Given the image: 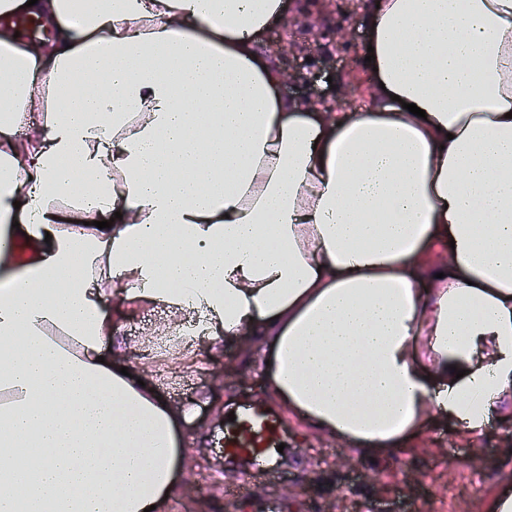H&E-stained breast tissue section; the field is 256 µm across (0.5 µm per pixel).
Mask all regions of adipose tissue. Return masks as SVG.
I'll return each instance as SVG.
<instances>
[{
    "instance_id": "1",
    "label": "adipose tissue",
    "mask_w": 512,
    "mask_h": 512,
    "mask_svg": "<svg viewBox=\"0 0 512 512\" xmlns=\"http://www.w3.org/2000/svg\"><path fill=\"white\" fill-rule=\"evenodd\" d=\"M375 2L371 102L320 112L258 47L284 0H0V512L177 495L186 414L108 297L182 363L259 342L275 402L371 453L512 406V0ZM165 318V313L159 310L131 314L124 321V331L121 335L125 336L133 347L140 338L151 336L152 329Z\"/></svg>"
}]
</instances>
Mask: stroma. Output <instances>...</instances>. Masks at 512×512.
Here are the masks:
<instances>
[{
  "label": "stroma",
  "mask_w": 512,
  "mask_h": 512,
  "mask_svg": "<svg viewBox=\"0 0 512 512\" xmlns=\"http://www.w3.org/2000/svg\"><path fill=\"white\" fill-rule=\"evenodd\" d=\"M284 21L275 23L306 53L316 29L349 26L350 46L323 42L311 56L304 79L280 85L281 97L308 99L319 108L352 112L368 101L370 82L361 55L371 0L347 9L344 0H287ZM165 313L129 315L123 334L134 348L131 360L151 376L166 375L162 391L175 407L190 410L183 433L192 442L190 471L169 512H489L507 482L512 481V451L501 437L512 429V412L493 418L482 437L440 420H427L418 436L385 456L365 455L339 439L310 431L298 418L271 401L264 389L258 358L242 360L228 348L198 365L158 363L136 350L140 338L165 320ZM253 405L274 413L284 445L269 466L253 469L228 463L217 449L230 412ZM242 487L239 496L231 495Z\"/></svg>",
  "instance_id": "stroma-1"
}]
</instances>
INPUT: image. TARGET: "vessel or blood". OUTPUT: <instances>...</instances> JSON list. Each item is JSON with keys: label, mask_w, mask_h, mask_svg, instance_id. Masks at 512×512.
Instances as JSON below:
<instances>
[{"label": "vessel or blood", "mask_w": 512, "mask_h": 512, "mask_svg": "<svg viewBox=\"0 0 512 512\" xmlns=\"http://www.w3.org/2000/svg\"><path fill=\"white\" fill-rule=\"evenodd\" d=\"M279 444L278 419L258 406L242 408L224 429L225 455L254 467L266 465Z\"/></svg>", "instance_id": "obj_1"}]
</instances>
